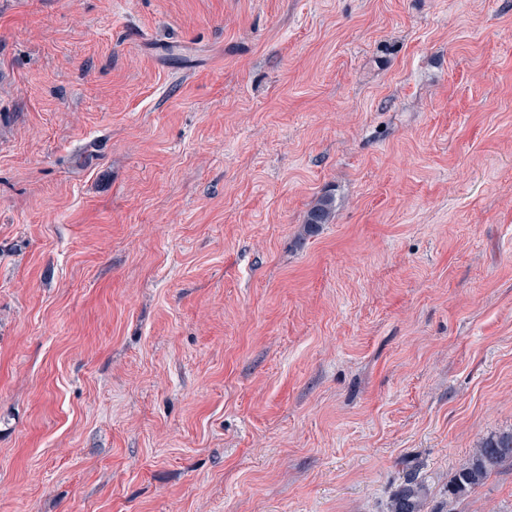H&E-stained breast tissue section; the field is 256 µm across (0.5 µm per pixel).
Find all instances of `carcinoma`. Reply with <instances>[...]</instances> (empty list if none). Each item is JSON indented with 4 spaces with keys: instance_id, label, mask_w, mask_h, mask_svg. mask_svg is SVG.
Listing matches in <instances>:
<instances>
[{
    "instance_id": "obj_1",
    "label": "carcinoma",
    "mask_w": 512,
    "mask_h": 512,
    "mask_svg": "<svg viewBox=\"0 0 512 512\" xmlns=\"http://www.w3.org/2000/svg\"><path fill=\"white\" fill-rule=\"evenodd\" d=\"M333 207L332 198H319L307 213L305 231L313 233L321 225L329 223ZM506 464H512V431L481 441L467 464L455 473L448 486V512H453L454 502L472 494ZM424 504V485L411 479L394 494L389 512H423Z\"/></svg>"
}]
</instances>
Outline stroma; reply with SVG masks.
Returning <instances> with one entry per match:
<instances>
[{
    "label": "stroma",
    "mask_w": 512,
    "mask_h": 512,
    "mask_svg": "<svg viewBox=\"0 0 512 512\" xmlns=\"http://www.w3.org/2000/svg\"><path fill=\"white\" fill-rule=\"evenodd\" d=\"M511 430L512 0H0V512H512ZM333 199L328 196L319 198L308 211L304 229L307 233H314L322 224H328L333 211ZM505 464H512V431L481 441L448 486V502L468 497ZM424 504V485L411 479L394 494L389 512H423Z\"/></svg>",
    "instance_id": "35a3bbf8"
}]
</instances>
